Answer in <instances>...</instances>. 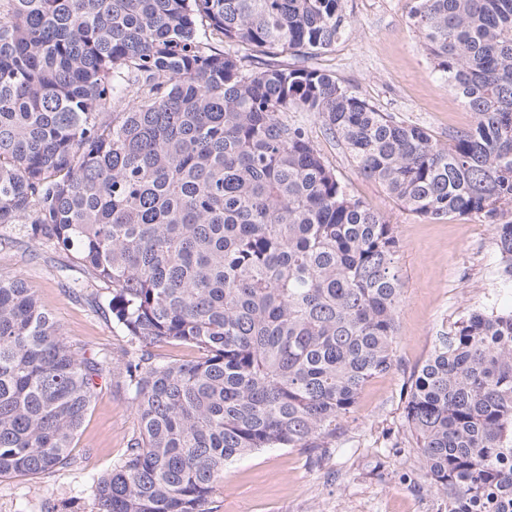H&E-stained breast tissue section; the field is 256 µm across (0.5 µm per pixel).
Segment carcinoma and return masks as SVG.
Here are the masks:
<instances>
[{
	"label": "carcinoma",
	"mask_w": 512,
	"mask_h": 512,
	"mask_svg": "<svg viewBox=\"0 0 512 512\" xmlns=\"http://www.w3.org/2000/svg\"><path fill=\"white\" fill-rule=\"evenodd\" d=\"M412 18L474 117L446 145L274 61L332 51L343 0H0V224L112 287L131 346L137 430L93 481L96 512H209L224 465L329 447L392 367L394 226L288 113H318L408 211L492 225L512 270V0H415ZM163 345L199 356L160 360ZM107 374L0 277V477L71 464ZM405 410L448 512H512V309L442 334Z\"/></svg>",
	"instance_id": "carcinoma-1"
}]
</instances>
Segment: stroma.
<instances>
[{
	"label": "stroma",
	"mask_w": 512,
	"mask_h": 512,
	"mask_svg": "<svg viewBox=\"0 0 512 512\" xmlns=\"http://www.w3.org/2000/svg\"><path fill=\"white\" fill-rule=\"evenodd\" d=\"M413 0H344L350 26L315 67L331 72L397 120L421 126L445 144L473 123L471 112L425 55L410 20ZM348 191L393 224L404 284L391 369L369 380L336 427L326 453L265 448L225 465L213 512H445L446 496L419 488L421 457L405 420L406 388L434 349L493 288L508 291L490 225L474 217L431 220L407 210L381 185L359 176L345 149L314 112L289 113ZM28 240L20 225L0 226V276L35 289L65 342L77 354L108 355L120 364L128 342L112 322L105 285L85 286L77 266ZM136 428L119 374L104 377L74 442L70 465L37 476L0 479V512H96L94 479L111 471Z\"/></svg>",
	"instance_id": "35a3bbf8"
}]
</instances>
